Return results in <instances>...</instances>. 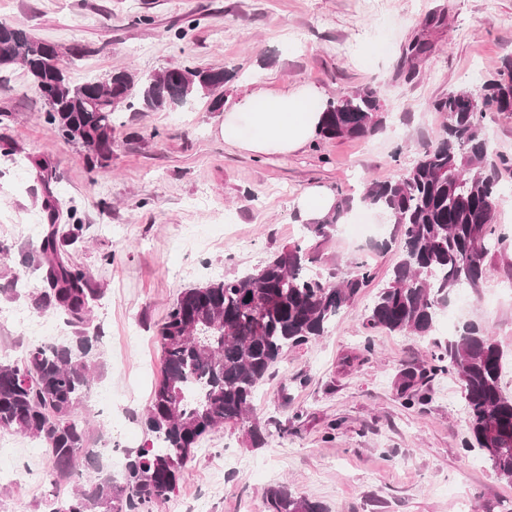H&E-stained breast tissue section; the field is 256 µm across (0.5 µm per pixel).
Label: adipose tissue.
Wrapping results in <instances>:
<instances>
[{"mask_svg":"<svg viewBox=\"0 0 512 512\" xmlns=\"http://www.w3.org/2000/svg\"><path fill=\"white\" fill-rule=\"evenodd\" d=\"M323 105L321 89L309 84L280 92L259 86L225 112L221 133L257 153L294 152L314 137Z\"/></svg>","mask_w":512,"mask_h":512,"instance_id":"1","label":"adipose tissue"}]
</instances>
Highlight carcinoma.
<instances>
[{"label":"carcinoma","instance_id":"cac0c4a2","mask_svg":"<svg viewBox=\"0 0 512 512\" xmlns=\"http://www.w3.org/2000/svg\"><path fill=\"white\" fill-rule=\"evenodd\" d=\"M45 48V40L0 23V69L23 66L48 106L44 120L80 146L93 167L112 157L113 113L182 106L200 93L219 110V91L233 78L190 62L146 75L118 69L76 81L69 65L81 48L73 45L51 61ZM474 95L483 100L478 114L466 107ZM430 108L442 117L440 131L411 165L392 178L367 181L358 198H338L333 210L306 223L310 236L326 237L357 204L388 214L393 228L381 248H396L399 259L368 309L366 326L422 337L433 335L438 312L453 296L487 282L491 253L512 244L497 231L498 166L509 158L493 154L483 124L488 112H512V55L502 59L496 76L450 91ZM384 121L380 90L365 85L326 102L316 136L366 139ZM82 232L83 225L74 224L60 237L48 225L40 243L45 288L31 300L39 313L65 315L75 335L49 345L34 341L21 359L0 360V430L35 441L52 463L53 482L71 485L68 495L53 498L50 512H154L184 480L200 441L221 425L247 427L252 446L263 447L260 386L288 349L324 336L374 279L364 261L333 281L309 274V248L301 240L255 270L182 291L157 333L163 376L143 420L150 444L127 454L117 481L95 454L79 414L98 379L100 339L89 331L99 290L63 249ZM434 345V364L403 371L398 391L411 401L426 373L454 375L470 444L499 479L512 483V395L501 382V344L486 327L466 323ZM265 496L267 512H325L285 484L267 488Z\"/></svg>","mask_w":512,"mask_h":512}]
</instances>
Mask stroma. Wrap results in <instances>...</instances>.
<instances>
[{
	"label": "stroma",
	"instance_id": "35a3bbf8",
	"mask_svg": "<svg viewBox=\"0 0 512 512\" xmlns=\"http://www.w3.org/2000/svg\"><path fill=\"white\" fill-rule=\"evenodd\" d=\"M0 22L62 47L80 45L71 75L117 67L154 72L186 62L233 72L225 106L253 81L275 90L310 83L335 97L371 84L386 126L368 139L312 141L268 155L225 142L224 115L199 98L176 109L113 115L112 158L89 168L82 149L41 120L46 104L18 67L0 72V308L30 310L43 280L39 245L49 221L83 224L67 255L100 298L97 385L111 407L89 399L80 414L95 435L127 452L147 442L142 417L162 377L156 332L186 288L231 278L308 238L296 199L309 187L359 196L365 181L393 177L441 117L429 105L486 80L512 54V0H0ZM429 42L417 60L404 51ZM56 201L55 219L45 204ZM311 273L336 275L368 261L374 281L319 341L289 349L259 390L267 444L251 447L224 425L196 451L184 481L156 512H267V487L285 483L327 512H512V484L466 447L456 379L426 377L421 398L396 389L402 370L431 363L432 340L468 321L512 353V246L494 254L480 296L451 304L434 338L366 329L363 317L394 251L381 235L336 230L308 238ZM36 445L0 450V512H44L56 490Z\"/></svg>",
	"mask_w": 512,
	"mask_h": 512
}]
</instances>
